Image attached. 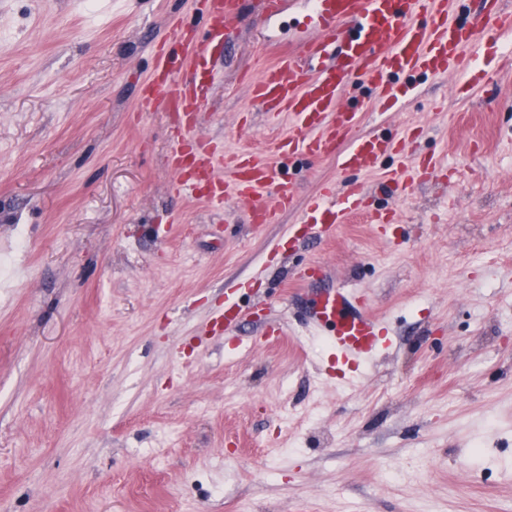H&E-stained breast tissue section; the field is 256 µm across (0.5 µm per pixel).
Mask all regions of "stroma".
Segmentation results:
<instances>
[{"instance_id":"obj_1","label":"stroma","mask_w":512,"mask_h":512,"mask_svg":"<svg viewBox=\"0 0 512 512\" xmlns=\"http://www.w3.org/2000/svg\"><path fill=\"white\" fill-rule=\"evenodd\" d=\"M193 9L0 0V512H512V31L469 90L349 92L359 133L416 131L455 176L416 184L387 233L359 212L327 240L300 228L310 197L394 158L296 161L271 224L170 192L178 131L140 92ZM312 32L287 0L214 47L218 148L279 162L291 129L247 82ZM339 285L392 340L354 382L312 317ZM266 327L287 333L254 346Z\"/></svg>"}]
</instances>
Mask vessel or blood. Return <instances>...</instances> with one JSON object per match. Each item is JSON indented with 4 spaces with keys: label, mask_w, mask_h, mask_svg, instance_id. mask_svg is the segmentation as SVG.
<instances>
[{
    "label": "vessel or blood",
    "mask_w": 512,
    "mask_h": 512,
    "mask_svg": "<svg viewBox=\"0 0 512 512\" xmlns=\"http://www.w3.org/2000/svg\"><path fill=\"white\" fill-rule=\"evenodd\" d=\"M198 2L204 31L180 29L186 54L158 49L155 69L143 85L141 105L179 118L182 132L171 152L175 194L195 197L200 181H207L212 208L223 209L232 197L253 222L263 224L273 222L292 200L285 162L337 154L343 167L370 171L384 157L403 152L408 135L357 134L353 111L341 103L348 89L367 87L377 100L404 74L463 77L467 53L478 41L512 30V12L503 10L501 0H479L472 13L464 10L466 0H313V34L284 47L249 86L253 101L272 116L287 115L293 132L279 144V162L241 154L234 182L228 185L216 175L224 165L223 155L201 136L207 105L203 89L212 79L211 48L231 39L246 0ZM422 15L429 17V25L418 24ZM331 47L336 50L335 63L312 69V61ZM435 173L434 166L420 162L400 168L391 180V191L404 197ZM368 198L356 183L340 195L321 190L310 199L305 221L333 238L337 224L362 210ZM364 306L363 298L342 286L321 294L313 306L315 323L331 330L326 341L337 371L345 378L356 377L390 344L382 334L381 320L364 314Z\"/></svg>",
    "instance_id": "1"
}]
</instances>
